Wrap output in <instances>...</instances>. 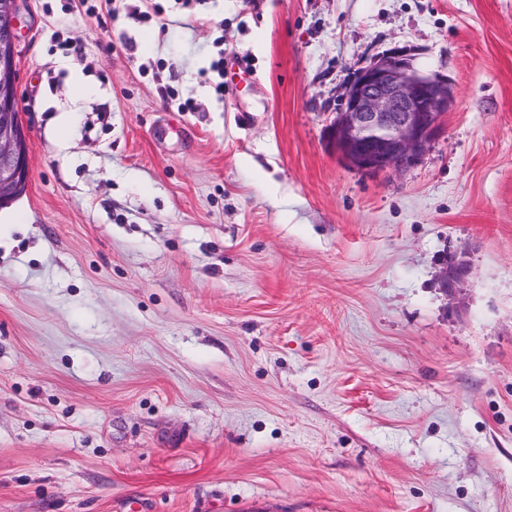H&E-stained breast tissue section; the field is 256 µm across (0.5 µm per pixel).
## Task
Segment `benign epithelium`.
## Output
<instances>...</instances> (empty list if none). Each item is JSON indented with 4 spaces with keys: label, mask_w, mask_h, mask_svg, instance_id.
<instances>
[{
    "label": "benign epithelium",
    "mask_w": 512,
    "mask_h": 512,
    "mask_svg": "<svg viewBox=\"0 0 512 512\" xmlns=\"http://www.w3.org/2000/svg\"><path fill=\"white\" fill-rule=\"evenodd\" d=\"M18 0H0V206L29 183L27 130L19 112L16 75ZM453 103L448 80L425 75L394 51L356 71L329 127L332 149L349 168L377 174L414 166L439 132ZM468 273L464 261L446 265L442 288L452 293Z\"/></svg>",
    "instance_id": "1"
}]
</instances>
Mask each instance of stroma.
I'll return each mask as SVG.
<instances>
[{
	"instance_id": "obj_1",
	"label": "stroma",
	"mask_w": 512,
	"mask_h": 512,
	"mask_svg": "<svg viewBox=\"0 0 512 512\" xmlns=\"http://www.w3.org/2000/svg\"><path fill=\"white\" fill-rule=\"evenodd\" d=\"M21 15L0 512H512V0ZM394 50L453 104L359 172L327 129ZM468 273V265L464 261L447 263L442 272V288L448 293H453L462 283Z\"/></svg>"
}]
</instances>
